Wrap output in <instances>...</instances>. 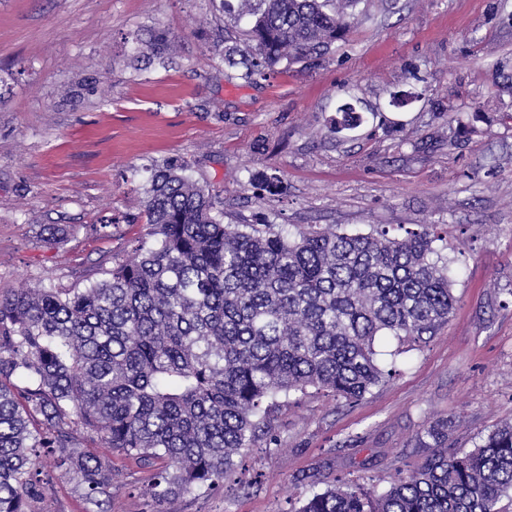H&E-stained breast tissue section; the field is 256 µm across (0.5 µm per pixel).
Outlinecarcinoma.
<instances>
[{
    "label": "carcinoma",
    "instance_id": "cac0c4a2",
    "mask_svg": "<svg viewBox=\"0 0 512 512\" xmlns=\"http://www.w3.org/2000/svg\"><path fill=\"white\" fill-rule=\"evenodd\" d=\"M363 0H220L224 59L251 81L326 54ZM187 165L154 166L140 240L102 278L0 296V512H41V450L98 505L112 476L93 446L154 470V499L224 480L278 397L313 387L358 401L392 370L378 336L428 342L451 317L454 279L441 235L352 233L310 225L226 224ZM432 452L379 490L326 482L296 512H504L512 424L469 451L431 422Z\"/></svg>",
    "mask_w": 512,
    "mask_h": 512
}]
</instances>
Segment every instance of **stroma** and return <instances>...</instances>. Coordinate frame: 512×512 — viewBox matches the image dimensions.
Here are the masks:
<instances>
[{"label": "stroma", "mask_w": 512, "mask_h": 512, "mask_svg": "<svg viewBox=\"0 0 512 512\" xmlns=\"http://www.w3.org/2000/svg\"><path fill=\"white\" fill-rule=\"evenodd\" d=\"M155 37L171 65L126 69ZM224 47L216 0H0V295L81 288L128 258L149 232L150 165L179 158L229 222L436 226L455 310L422 346L377 337L395 372L360 401L280 398L215 487L155 502L151 470L111 455L110 512H296L326 480L409 473L427 423L466 451L512 421V0H368L322 58L250 83ZM91 78L104 98L70 100ZM346 103L361 123L333 131ZM276 170L277 193L252 180ZM56 224L71 232L51 244Z\"/></svg>", "instance_id": "35a3bbf8"}]
</instances>
